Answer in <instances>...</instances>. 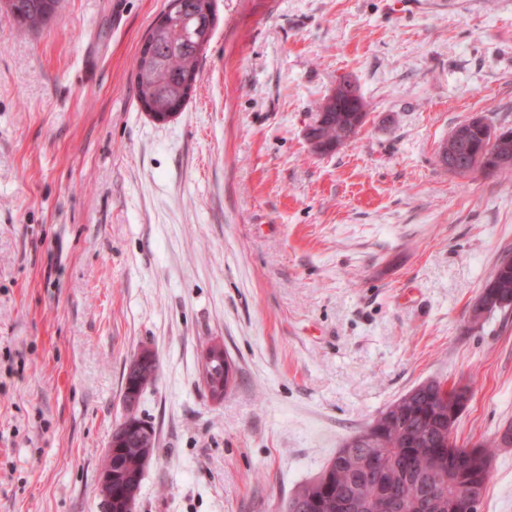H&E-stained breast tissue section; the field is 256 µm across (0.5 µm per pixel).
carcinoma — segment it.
Segmentation results:
<instances>
[{
  "label": "carcinoma",
  "instance_id": "carcinoma-1",
  "mask_svg": "<svg viewBox=\"0 0 512 512\" xmlns=\"http://www.w3.org/2000/svg\"><path fill=\"white\" fill-rule=\"evenodd\" d=\"M15 23L41 31L56 20L60 0H0ZM166 20L149 32L136 61L135 84L140 104L153 112H170L185 104L197 81L200 56L215 23L213 0H170ZM317 136L334 146L349 138L358 115L348 98L324 99L318 107ZM487 120L468 128L474 167L488 175L505 170L503 157H512V128L500 129L490 141ZM470 156V157H472ZM470 157H456L448 172L466 177ZM480 295L489 312L512 309V263L499 261ZM472 388H443L430 379L386 406L355 436L347 439L321 474L302 484L283 505V512H459L461 488L475 484L487 490L492 478L493 449L498 441L468 448L448 442V413L455 412L458 427L466 407L455 410L461 394ZM130 433L126 447L112 449L102 468H112V501L102 502L111 512H129L138 501L141 483L154 463L158 448H142Z\"/></svg>",
  "mask_w": 512,
  "mask_h": 512
}]
</instances>
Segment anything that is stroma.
I'll return each mask as SVG.
<instances>
[{
  "label": "stroma",
  "mask_w": 512,
  "mask_h": 512,
  "mask_svg": "<svg viewBox=\"0 0 512 512\" xmlns=\"http://www.w3.org/2000/svg\"><path fill=\"white\" fill-rule=\"evenodd\" d=\"M168 0L0 11V512H103L99 473L142 349L157 433L137 512H280L416 385L468 384L459 443L512 423V310L468 331L512 253V171L441 141L512 128V0H215L185 108L155 121L135 58ZM368 119L318 155L340 75ZM220 341L223 400L201 380ZM480 512H512V447ZM15 23L28 31H41L56 20L60 0H1ZM216 358H220V363H222V359L224 360V394L227 392L230 381L232 382L234 376V370L230 359L228 358L227 353L224 351V345L220 342H213L207 346L203 353V382L205 387L209 393V395L214 400H221L220 395L212 393V375L214 374L211 371V365ZM212 375L210 374V372Z\"/></svg>",
  "instance_id": "35a3bbf8"
}]
</instances>
